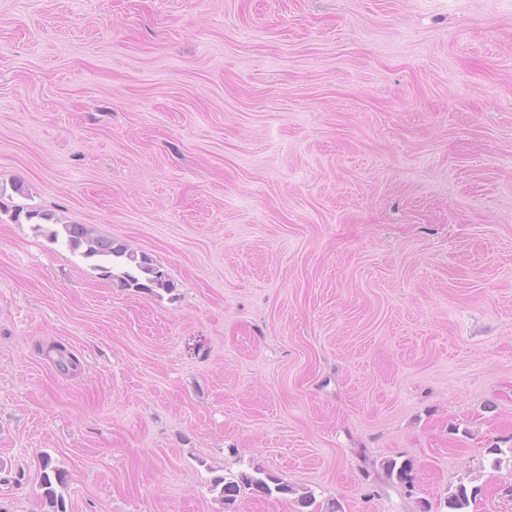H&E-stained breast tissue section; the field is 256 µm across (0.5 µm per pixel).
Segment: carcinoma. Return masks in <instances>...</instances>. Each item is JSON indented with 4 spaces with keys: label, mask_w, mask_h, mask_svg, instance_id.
Wrapping results in <instances>:
<instances>
[{
    "label": "carcinoma",
    "mask_w": 512,
    "mask_h": 512,
    "mask_svg": "<svg viewBox=\"0 0 512 512\" xmlns=\"http://www.w3.org/2000/svg\"><path fill=\"white\" fill-rule=\"evenodd\" d=\"M45 235L54 242L61 237L64 238L72 250H79L84 258L96 261L97 269L107 278L114 276V268L122 269L119 278L125 287L151 292L157 289H171V283L165 274L148 257L140 256L110 238L99 236L91 225L62 224L53 230H46ZM42 468L41 487L43 499L49 507L48 512H67L63 496L59 495L53 486L55 482L65 484V475L52 467V460L48 456L43 458ZM382 468L391 480L395 479L400 483H409L412 480L413 463L408 459L402 462L395 459L386 460L382 463ZM211 488L219 490L224 512H236L234 506L237 499L247 490L261 496L275 495L286 498L293 495L298 507L297 512H304L315 503L313 492L305 491L299 494L292 485L259 466H251L249 470L236 474L229 472L217 475L211 480ZM478 492V487L470 488L461 483L448 495L444 508L447 512H465L470 500L474 499Z\"/></svg>",
    "instance_id": "carcinoma-1"
}]
</instances>
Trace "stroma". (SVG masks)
<instances>
[{
    "instance_id": "1",
    "label": "stroma",
    "mask_w": 512,
    "mask_h": 512,
    "mask_svg": "<svg viewBox=\"0 0 512 512\" xmlns=\"http://www.w3.org/2000/svg\"><path fill=\"white\" fill-rule=\"evenodd\" d=\"M494 444L512 0H0V512H44L45 455L67 512H223L212 477L251 464L341 512L470 481L469 512H512ZM56 228L47 229L45 235L57 242L59 237L66 240L67 245L86 259L98 262L97 269L107 278L114 277L115 267L122 269L118 277L123 286L148 291L170 290L171 283L165 274L146 256H138L134 251L112 238L99 236L92 225L86 224H53ZM60 226V227H59Z\"/></svg>"
}]
</instances>
